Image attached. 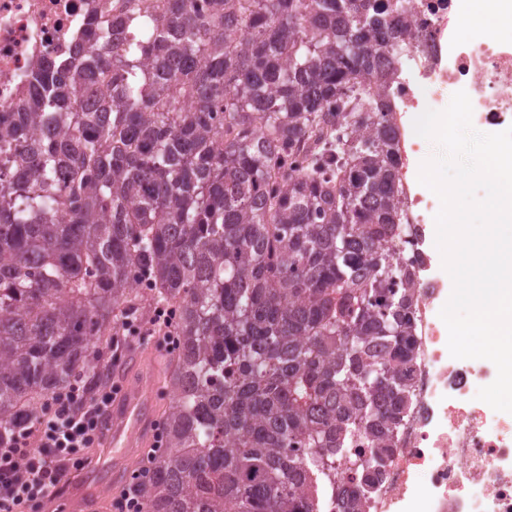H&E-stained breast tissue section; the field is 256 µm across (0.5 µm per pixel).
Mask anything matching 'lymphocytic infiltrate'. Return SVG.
<instances>
[{
  "label": "lymphocytic infiltrate",
  "instance_id": "obj_1",
  "mask_svg": "<svg viewBox=\"0 0 512 512\" xmlns=\"http://www.w3.org/2000/svg\"><path fill=\"white\" fill-rule=\"evenodd\" d=\"M112 388L87 396L71 387L31 419L12 446L0 448V512H37L61 494L63 482L89 465V448L103 438Z\"/></svg>",
  "mask_w": 512,
  "mask_h": 512
}]
</instances>
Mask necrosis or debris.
<instances>
[{
  "mask_svg": "<svg viewBox=\"0 0 512 512\" xmlns=\"http://www.w3.org/2000/svg\"><path fill=\"white\" fill-rule=\"evenodd\" d=\"M125 0H0V112L26 111L41 69H61L78 54L104 15ZM413 47L389 87L388 114L398 128L401 159L424 140L408 115L437 110L458 91L472 103L473 124L494 133L512 127V43L484 30L461 0H406ZM405 232L396 250L416 285L411 308L416 356L411 404L394 431L396 446L363 512H512V418L469 400L472 385L495 379L492 362H453L438 316L443 285L428 278L425 224L433 196L402 181ZM374 453L367 439L351 443L336 463V480L319 484L321 512H336L356 463Z\"/></svg>",
  "mask_w": 512,
  "mask_h": 512,
  "instance_id": "necrosis-or-debris-1",
  "label": "necrosis or debris"
}]
</instances>
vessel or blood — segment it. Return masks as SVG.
Here are the masks:
<instances>
[{
  "label": "vessel or blood",
  "mask_w": 512,
  "mask_h": 512,
  "mask_svg": "<svg viewBox=\"0 0 512 512\" xmlns=\"http://www.w3.org/2000/svg\"><path fill=\"white\" fill-rule=\"evenodd\" d=\"M156 360L148 354L137 356L127 367L123 387L112 402L104 435L107 447L116 448L112 459H100L85 471L82 480L66 486L64 497L72 512H99V500L88 497L86 487L96 482L104 468H112L115 483H122L129 464L121 449L149 448L156 443Z\"/></svg>",
  "instance_id": "1"
}]
</instances>
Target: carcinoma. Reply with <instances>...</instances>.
<instances>
[{"label":"carcinoma","mask_w":512,"mask_h":512,"mask_svg":"<svg viewBox=\"0 0 512 512\" xmlns=\"http://www.w3.org/2000/svg\"><path fill=\"white\" fill-rule=\"evenodd\" d=\"M132 12L112 51L90 42L0 119V447L76 379L100 387L124 320L170 309L143 512H318L313 476L357 435L382 470L410 403L400 157L375 117L411 45L403 0ZM93 67L112 83L78 111ZM260 142L307 164L277 169Z\"/></svg>","instance_id":"carcinoma-1"}]
</instances>
